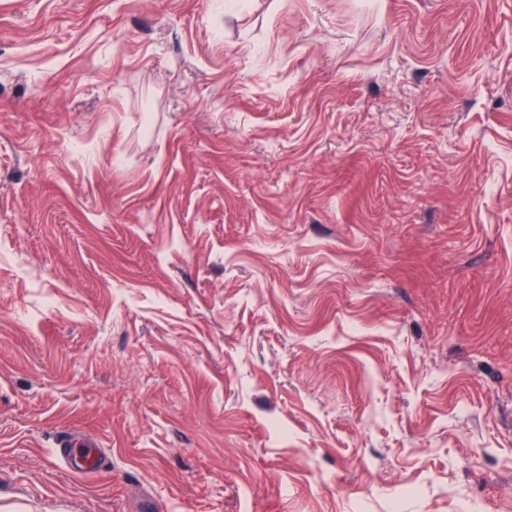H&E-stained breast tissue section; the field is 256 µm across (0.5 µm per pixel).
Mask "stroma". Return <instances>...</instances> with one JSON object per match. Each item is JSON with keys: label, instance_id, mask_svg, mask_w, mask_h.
<instances>
[{"label": "stroma", "instance_id": "1", "mask_svg": "<svg viewBox=\"0 0 512 512\" xmlns=\"http://www.w3.org/2000/svg\"><path fill=\"white\" fill-rule=\"evenodd\" d=\"M225 2L0 0V512H512V0ZM73 441L68 435L58 439L56 454L73 472H89L97 469L103 463V454L97 450H90L81 455L73 453Z\"/></svg>", "mask_w": 512, "mask_h": 512}]
</instances>
